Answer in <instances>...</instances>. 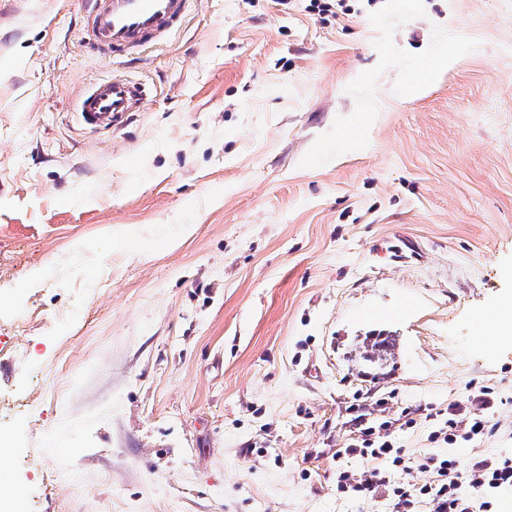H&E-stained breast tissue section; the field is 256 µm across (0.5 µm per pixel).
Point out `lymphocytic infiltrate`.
Listing matches in <instances>:
<instances>
[{"instance_id": "f902f5d3", "label": "lymphocytic infiltrate", "mask_w": 512, "mask_h": 512, "mask_svg": "<svg viewBox=\"0 0 512 512\" xmlns=\"http://www.w3.org/2000/svg\"><path fill=\"white\" fill-rule=\"evenodd\" d=\"M471 417L465 429L456 421L434 430L432 441L455 444L470 441L494 431L490 411L494 399L490 389L468 395ZM351 434L345 447L337 449L336 492L341 496L361 498L382 497L393 512H497L498 492L512 487V454L477 456L466 469H459L450 453L424 452L415 456L394 446L392 422H376L365 407L351 408ZM359 458L369 465L358 473L349 469L347 460ZM416 466L429 474L420 485L392 480L394 471Z\"/></svg>"}]
</instances>
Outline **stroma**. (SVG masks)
Instances as JSON below:
<instances>
[{
    "label": "stroma",
    "instance_id": "stroma-1",
    "mask_svg": "<svg viewBox=\"0 0 512 512\" xmlns=\"http://www.w3.org/2000/svg\"><path fill=\"white\" fill-rule=\"evenodd\" d=\"M328 2L192 0L125 59L83 0H0L8 512H391L332 459L381 398L442 452L492 388L451 449L512 452V0ZM117 72L149 99L88 133ZM492 391L488 388L480 389L478 393L468 394L467 403L469 404V412L471 418L467 427L460 433L457 430V422L453 418H448L443 427L438 428L430 433L429 438L432 443L444 441L448 445L455 444L460 438L464 441H471L476 436L485 435L495 430V424H491L490 409L494 406V398L491 396Z\"/></svg>",
    "mask_w": 512,
    "mask_h": 512
}]
</instances>
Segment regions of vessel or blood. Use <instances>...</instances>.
<instances>
[{"label":"vessel or blood","mask_w":512,"mask_h":512,"mask_svg":"<svg viewBox=\"0 0 512 512\" xmlns=\"http://www.w3.org/2000/svg\"><path fill=\"white\" fill-rule=\"evenodd\" d=\"M87 42L117 55L134 53L165 39L183 16L188 0H87ZM146 94L140 83L113 77L89 86L79 101V117L91 130L112 127L137 111Z\"/></svg>","instance_id":"b4317fda"}]
</instances>
